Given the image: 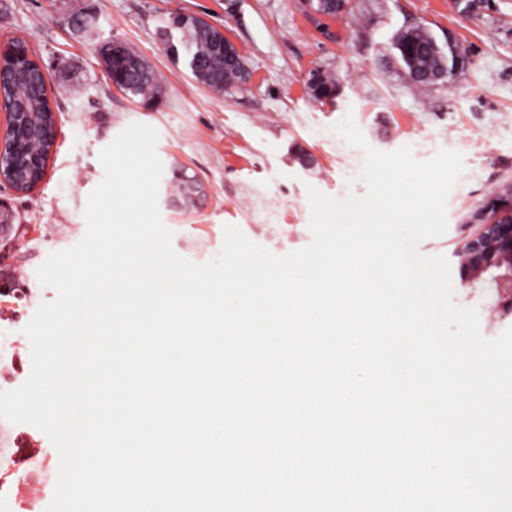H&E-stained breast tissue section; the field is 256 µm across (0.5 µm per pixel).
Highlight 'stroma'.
I'll return each instance as SVG.
<instances>
[{
  "label": "stroma",
  "mask_w": 512,
  "mask_h": 512,
  "mask_svg": "<svg viewBox=\"0 0 512 512\" xmlns=\"http://www.w3.org/2000/svg\"><path fill=\"white\" fill-rule=\"evenodd\" d=\"M457 2L351 0L346 14L324 17L303 0H0V42L20 39L34 49L59 126L42 184L24 196L0 185L16 235L0 270L34 294L16 313L0 316V344L10 348L23 339L39 304L55 298L36 270L50 253L83 237L87 197L104 176L99 153L133 123L157 130L163 165L186 166L205 187L201 209L161 211L174 251L197 264L218 256L228 224L277 256L309 245L308 187L337 198L365 194L362 151L332 131L346 113L377 150L409 144L421 161L441 149L459 151L465 169L448 194V230L420 245L422 254L445 255L459 269L461 246L479 230L487 200L512 183V0H481L469 17ZM175 12L224 30L239 46L251 81L219 95L198 83L186 51L172 53L161 41L166 30L172 42L181 38L169 28ZM418 25L441 41L455 36L470 51L466 68L428 96L388 63L394 34ZM110 39L132 45L162 76L153 107L108 81L98 49ZM60 58L67 69L57 67ZM315 69L335 78L334 98L312 96L307 78ZM454 301L478 309L486 337L501 334L490 317L491 281L455 285ZM34 439L42 460L57 462L44 433L14 425L0 435L16 462L0 471L1 484L18 482L31 468Z\"/></svg>",
  "instance_id": "stroma-1"
}]
</instances>
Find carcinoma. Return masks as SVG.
<instances>
[{"instance_id":"obj_1","label":"carcinoma","mask_w":512,"mask_h":512,"mask_svg":"<svg viewBox=\"0 0 512 512\" xmlns=\"http://www.w3.org/2000/svg\"><path fill=\"white\" fill-rule=\"evenodd\" d=\"M182 34L181 44L191 58L200 61L191 71L194 79L216 94L240 84V76L233 68L213 69L207 60L211 54V41L216 28L202 23L196 16L180 15L177 27ZM391 59L404 71L408 83L423 94L445 86L469 62V52L459 40H447L441 44L426 27L410 26L398 31L392 40ZM107 68L114 69L120 90L141 103L154 102L162 91L159 75L148 60L133 47L125 45L121 59L104 60ZM317 100L334 97L336 81L331 75L318 72V79L310 86ZM3 94L6 100L14 101L19 111L29 113L25 123L22 142L26 154H39L48 149V121L44 113L49 111L44 89L32 81L19 82L15 76L5 77ZM40 179V173L30 170L13 173V180L20 190H28Z\"/></svg>"}]
</instances>
